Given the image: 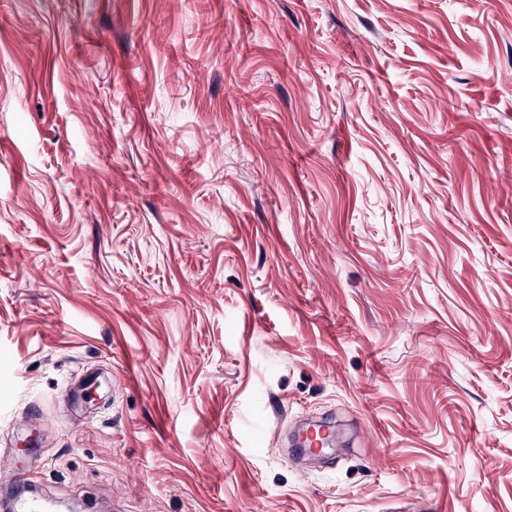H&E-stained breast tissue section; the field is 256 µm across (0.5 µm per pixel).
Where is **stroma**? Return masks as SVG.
Listing matches in <instances>:
<instances>
[{"label": "stroma", "instance_id": "obj_1", "mask_svg": "<svg viewBox=\"0 0 512 512\" xmlns=\"http://www.w3.org/2000/svg\"><path fill=\"white\" fill-rule=\"evenodd\" d=\"M1 454L57 512H512V0H0Z\"/></svg>", "mask_w": 512, "mask_h": 512}]
</instances>
